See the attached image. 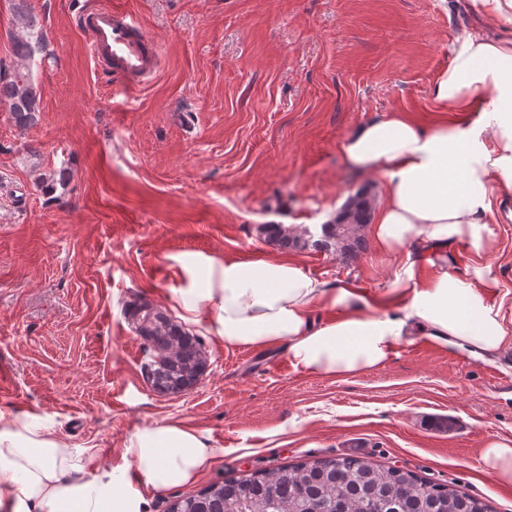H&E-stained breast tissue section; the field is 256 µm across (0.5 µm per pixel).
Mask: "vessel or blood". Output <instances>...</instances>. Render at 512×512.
<instances>
[{
  "instance_id": "b4317fda",
  "label": "vessel or blood",
  "mask_w": 512,
  "mask_h": 512,
  "mask_svg": "<svg viewBox=\"0 0 512 512\" xmlns=\"http://www.w3.org/2000/svg\"><path fill=\"white\" fill-rule=\"evenodd\" d=\"M77 20L86 39L88 55L110 74L113 82L136 90L159 73L162 66L159 44L136 20L126 0L81 9Z\"/></svg>"
}]
</instances>
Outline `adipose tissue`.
<instances>
[{
    "label": "adipose tissue",
    "mask_w": 512,
    "mask_h": 512,
    "mask_svg": "<svg viewBox=\"0 0 512 512\" xmlns=\"http://www.w3.org/2000/svg\"><path fill=\"white\" fill-rule=\"evenodd\" d=\"M430 96L434 120L389 112L342 143L349 165L382 178L368 226L396 259L382 287L332 285L287 257L175 255L184 321L229 347L286 346L295 366L324 376L382 365L414 337L475 360L512 348V318L494 302L499 281L482 261L494 238V191H512V38L458 36ZM458 245L477 258L461 275ZM221 454L202 432L170 421L137 429L122 464L101 466L92 449L67 447L38 417L0 412V512H143V490L196 482Z\"/></svg>",
    "instance_id": "adipose-tissue-1"
}]
</instances>
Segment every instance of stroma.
Instances as JSON below:
<instances>
[{
	"label": "stroma",
	"instance_id": "35a3bbf8",
	"mask_svg": "<svg viewBox=\"0 0 512 512\" xmlns=\"http://www.w3.org/2000/svg\"><path fill=\"white\" fill-rule=\"evenodd\" d=\"M28 0L55 58L30 65L41 98L21 131L0 109V411L54 424L73 448L121 464L129 437L177 421L224 454L207 481L360 451L512 512V484L486 474L489 438L512 441V349L485 362L434 343L403 345L367 372L272 369L285 347L224 346L179 396L153 391L124 315L142 298L177 317L169 256L282 254L329 283L372 288L395 262L282 250L258 227L316 228L381 180L348 169L344 137L387 111L426 120L430 86L460 33L489 29L471 0H130L163 68L127 91L98 71L76 10ZM40 154L32 168L29 149ZM67 169L61 198L40 173ZM483 258L512 306V222Z\"/></svg>",
	"mask_w": 512,
	"mask_h": 512
}]
</instances>
